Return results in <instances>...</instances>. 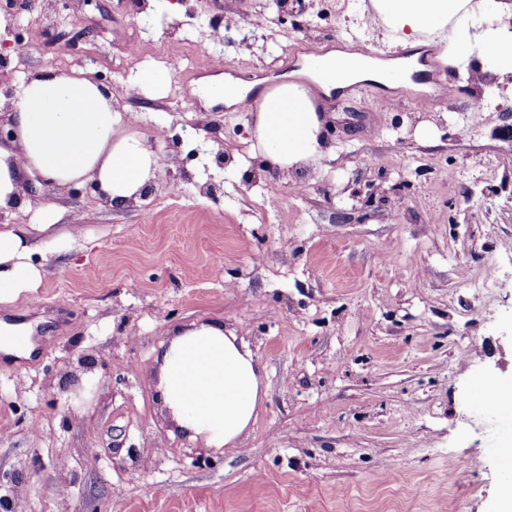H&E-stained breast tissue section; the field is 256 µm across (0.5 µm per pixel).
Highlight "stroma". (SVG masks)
Wrapping results in <instances>:
<instances>
[{"mask_svg":"<svg viewBox=\"0 0 512 512\" xmlns=\"http://www.w3.org/2000/svg\"><path fill=\"white\" fill-rule=\"evenodd\" d=\"M51 3L18 0L0 28V114L34 73L90 71L158 168L122 209L32 172L31 211L0 210V225L48 204L84 222L33 255V297L0 305L36 325L30 359L0 353V512H498L512 408L482 413L472 385L512 381V121L469 111L479 88L431 46L398 87L324 97L334 159L268 175L249 114L206 87L305 82L310 57L353 40L401 56L364 23L370 0H299L279 24L267 0H145L135 21L130 0ZM228 10L266 24L216 42ZM206 54L223 68H198ZM142 71L156 85L127 96ZM216 318L267 386L250 434L221 450L181 434L155 390L167 330Z\"/></svg>","mask_w":512,"mask_h":512,"instance_id":"obj_1","label":"stroma"}]
</instances>
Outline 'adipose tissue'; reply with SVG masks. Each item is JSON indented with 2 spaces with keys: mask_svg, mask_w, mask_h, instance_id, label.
Instances as JSON below:
<instances>
[{
  "mask_svg": "<svg viewBox=\"0 0 512 512\" xmlns=\"http://www.w3.org/2000/svg\"><path fill=\"white\" fill-rule=\"evenodd\" d=\"M371 25L398 47L436 45L439 59L466 84L479 85L488 61L512 74V4L489 10L485 0H371ZM416 56L382 62L349 51L318 56L313 82L285 81L256 98L250 147L275 172L292 174L332 158L324 138L326 116L312 88L323 71L330 87L373 79L399 82L418 70ZM132 119L81 69L37 73L25 80L0 146V209L21 205L22 172H38L57 186L94 182L115 208L137 201L152 184L158 162ZM36 225L0 226V303L35 290L41 271L30 263L33 232H48L63 217L54 206L37 212ZM157 396L170 420L208 448L239 447L266 397L263 369L248 342L222 321L178 327L156 353Z\"/></svg>",
  "mask_w": 512,
  "mask_h": 512,
  "instance_id": "ef3b65f1",
  "label": "adipose tissue"
}]
</instances>
